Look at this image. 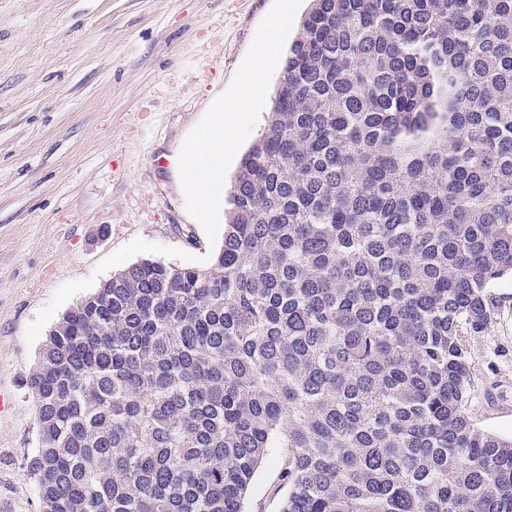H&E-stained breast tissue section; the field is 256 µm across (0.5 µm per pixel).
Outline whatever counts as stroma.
Returning a JSON list of instances; mask_svg holds the SVG:
<instances>
[{
	"mask_svg": "<svg viewBox=\"0 0 512 512\" xmlns=\"http://www.w3.org/2000/svg\"><path fill=\"white\" fill-rule=\"evenodd\" d=\"M309 0H0V512H41L25 380L63 314L145 259L206 268L224 237L229 179L261 133ZM276 37L263 88L234 105L256 48ZM237 137L209 201L180 158L217 110ZM471 337L466 413L512 438V277L492 282ZM281 462L248 512H278Z\"/></svg>",
	"mask_w": 512,
	"mask_h": 512,
	"instance_id": "obj_1",
	"label": "stroma"
}]
</instances>
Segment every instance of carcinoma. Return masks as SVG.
Returning <instances> with one entry per match:
<instances>
[{
    "label": "carcinoma",
    "mask_w": 512,
    "mask_h": 512,
    "mask_svg": "<svg viewBox=\"0 0 512 512\" xmlns=\"http://www.w3.org/2000/svg\"><path fill=\"white\" fill-rule=\"evenodd\" d=\"M204 269L144 259L26 385L41 512H512L465 414L512 275V0H311ZM280 459H271L260 471L253 484L247 510L249 512H277L280 498L278 475Z\"/></svg>",
    "instance_id": "carcinoma-1"
}]
</instances>
